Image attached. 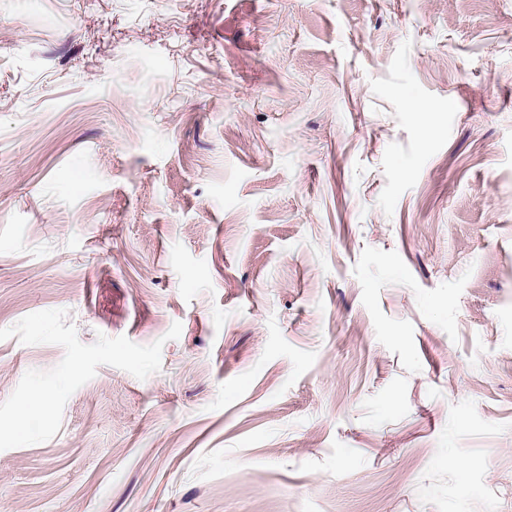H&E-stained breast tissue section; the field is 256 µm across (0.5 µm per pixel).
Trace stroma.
<instances>
[{
    "mask_svg": "<svg viewBox=\"0 0 512 512\" xmlns=\"http://www.w3.org/2000/svg\"><path fill=\"white\" fill-rule=\"evenodd\" d=\"M48 309L161 369L0 512H512V0H0V328Z\"/></svg>",
    "mask_w": 512,
    "mask_h": 512,
    "instance_id": "1",
    "label": "stroma"
}]
</instances>
